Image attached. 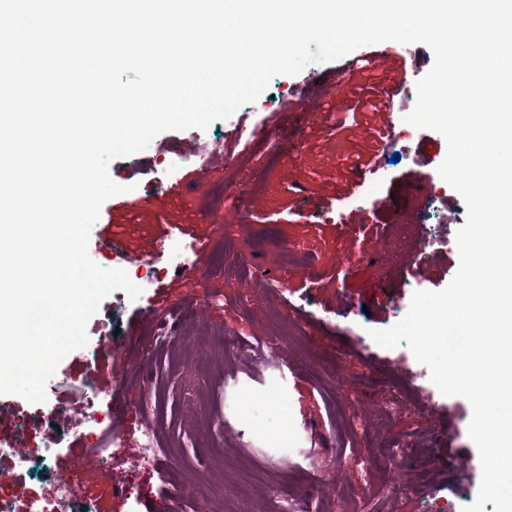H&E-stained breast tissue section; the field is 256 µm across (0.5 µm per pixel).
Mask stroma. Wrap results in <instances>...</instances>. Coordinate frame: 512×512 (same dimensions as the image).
Segmentation results:
<instances>
[{"label": "stroma", "mask_w": 512, "mask_h": 512, "mask_svg": "<svg viewBox=\"0 0 512 512\" xmlns=\"http://www.w3.org/2000/svg\"><path fill=\"white\" fill-rule=\"evenodd\" d=\"M384 70L367 67L378 47L370 44L330 62L312 63L295 74L273 76L254 100L207 128L168 130L143 150L115 158L109 174L122 194L107 199L89 233L88 253L101 268H123L129 280L138 270L112 260L105 237L120 232L127 252L147 257L167 243L217 249L225 225H233L242 247L270 227L279 243H296L311 252L315 265L288 270L254 258L262 282L225 279L206 256H189V271L165 268L138 299L121 290L106 296L86 322V346L71 351L48 380L46 400L0 396V406L51 412L64 406L68 421L83 423L86 397L82 375L105 391L96 408L125 435L112 451V468H99L83 456L81 441H69L57 455L31 463L16 482L19 497L39 495L45 471H68L86 461L84 491L99 512H189L178 489L210 484V496L230 502L235 512H277L304 482L317 486L311 512H463L481 483L479 453L468 435L472 408L467 400L443 395L407 343L385 348L370 336L386 331L407 314L415 292L440 291L456 275L460 257L455 239L466 220L461 195L438 172L447 142L438 132L407 123L416 104V82L433 65L422 44L387 42ZM403 76L393 104L390 131L398 137L392 164L372 157L379 139L378 117L357 110L359 100L379 84ZM319 77L329 83L317 93L331 119L299 122L296 89ZM217 141L219 152L201 164L186 158L200 143ZM426 172L440 185V197L417 191L413 182ZM242 181L257 195L234 206L224 201V185ZM442 224L446 246H425L430 227ZM388 255V284L366 295L367 265L342 263L345 253ZM198 295L196 343L215 331L234 333L247 347L232 365L214 353L203 372L185 367L178 338L154 349L148 364L126 351L150 342L159 314ZM300 324L312 358L289 356L287 363L263 360L262 347L287 342V327ZM349 353L348 386L335 389L330 372L341 353ZM357 400L374 426L367 435L346 424L337 405ZM151 417L164 451L141 470L153 497L114 493L116 469L141 440L140 421ZM451 424L429 455L437 468L421 465L411 448L409 465L400 457H376L366 443L403 444L428 428ZM397 476L407 490L386 487Z\"/></svg>", "instance_id": "1"}]
</instances>
